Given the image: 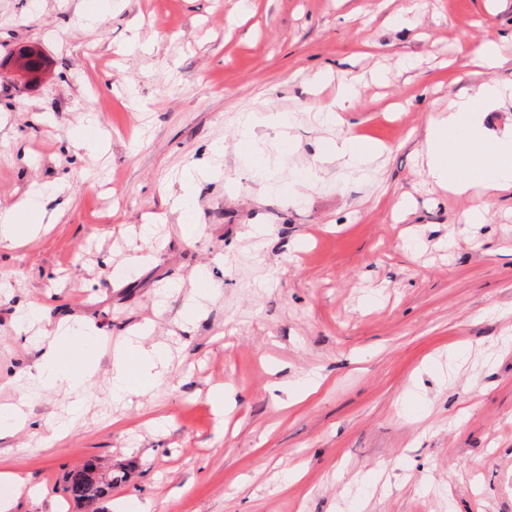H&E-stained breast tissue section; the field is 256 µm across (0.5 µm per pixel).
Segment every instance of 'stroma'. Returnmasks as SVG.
Here are the masks:
<instances>
[{"instance_id":"35a3bbf8","label":"stroma","mask_w":512,"mask_h":512,"mask_svg":"<svg viewBox=\"0 0 512 512\" xmlns=\"http://www.w3.org/2000/svg\"><path fill=\"white\" fill-rule=\"evenodd\" d=\"M108 2L92 23L83 0H0V59L36 42L52 63L36 85L0 77V208L40 182L56 215L0 245V405L28 419L0 437V512H87L63 476L89 460L116 477L102 512H512V193L467 223L471 200L432 190L419 151L450 97L512 82L511 45L500 67L470 61L512 32V0ZM319 70L355 80L342 124L314 119L336 93L310 85ZM252 111L286 124L257 129L249 158ZM89 112L107 134L92 156ZM340 136L381 143L364 178L318 162ZM190 166L208 173L197 235ZM201 273L215 292L186 327ZM30 306L40 330L104 336L81 412L67 387L20 389ZM147 320L164 380L114 400L112 349ZM308 374L318 388L289 397ZM512 41V33L504 35L490 32L486 34L472 49L471 55L484 68L495 67L501 59V44ZM283 121L282 118L274 117L263 112H248L245 113L241 120L239 131L240 144L245 151H248L254 141V132L260 126H273L279 125Z\"/></svg>"}]
</instances>
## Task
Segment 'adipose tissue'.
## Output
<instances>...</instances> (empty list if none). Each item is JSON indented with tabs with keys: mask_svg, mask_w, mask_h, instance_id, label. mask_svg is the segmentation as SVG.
<instances>
[{
	"mask_svg": "<svg viewBox=\"0 0 512 512\" xmlns=\"http://www.w3.org/2000/svg\"><path fill=\"white\" fill-rule=\"evenodd\" d=\"M511 88L486 79L464 89L448 103V109L431 115L422 151L427 159V177L437 188L458 196H491L512 190V133L490 134L488 112ZM378 144L345 138L324 142L323 159L336 160L350 172H360ZM45 186H30L23 199L0 211V243L13 245L36 235L42 225L55 221L42 198ZM76 335L57 331L43 346L30 382L50 386L60 381L75 387L86 384L96 370L91 358L74 360ZM167 364L163 349L145 345L142 337L129 339L112 357V391L120 394L131 385L153 386Z\"/></svg>",
	"mask_w": 512,
	"mask_h": 512,
	"instance_id": "ef3b65f1",
	"label": "adipose tissue"
}]
</instances>
